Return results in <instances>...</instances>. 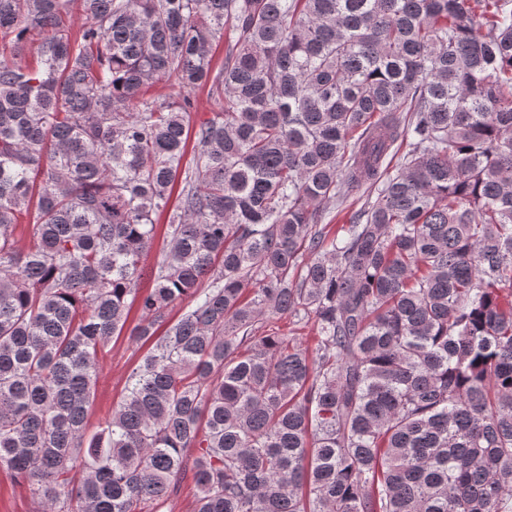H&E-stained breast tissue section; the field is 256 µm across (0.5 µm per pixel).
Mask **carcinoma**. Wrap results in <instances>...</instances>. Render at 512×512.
Returning <instances> with one entry per match:
<instances>
[{
    "label": "carcinoma",
    "mask_w": 512,
    "mask_h": 512,
    "mask_svg": "<svg viewBox=\"0 0 512 512\" xmlns=\"http://www.w3.org/2000/svg\"><path fill=\"white\" fill-rule=\"evenodd\" d=\"M0 40V467L42 512L188 469L194 512H507L512 0H0ZM135 294L153 347L91 432ZM190 98L194 104V109L191 114L195 121L207 117L210 112L217 110L216 98L208 94V86L192 91ZM363 201L364 199L358 203L356 202L353 205H350L351 201L341 206L336 204V208L333 209L329 215H327V218L324 221V224H328L326 230H330V236L336 234V230L340 228L342 224H350L349 222L353 212L361 206ZM169 212L161 213L156 217V233L152 247L144 257V265L146 275H144L139 281V291H147L153 287L154 283L151 278V268L155 267L157 262L161 258L163 250L166 249L169 241L168 237V225H169Z\"/></svg>",
    "instance_id": "cac0c4a2"
}]
</instances>
